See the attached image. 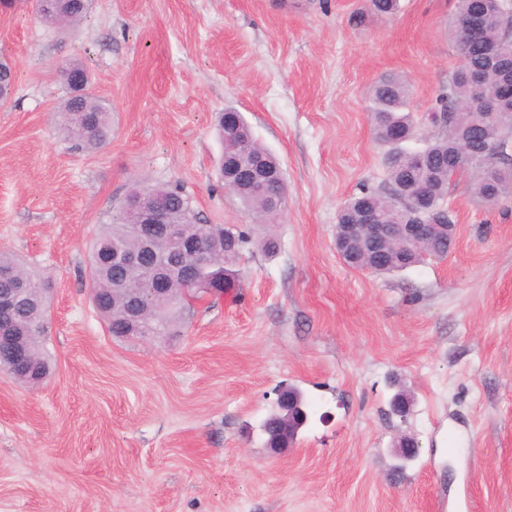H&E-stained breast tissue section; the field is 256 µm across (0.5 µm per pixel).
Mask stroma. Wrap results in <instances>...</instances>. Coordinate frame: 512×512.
Masks as SVG:
<instances>
[{"label": "stroma", "mask_w": 512, "mask_h": 512, "mask_svg": "<svg viewBox=\"0 0 512 512\" xmlns=\"http://www.w3.org/2000/svg\"><path fill=\"white\" fill-rule=\"evenodd\" d=\"M457 0H95L74 28L0 4V251L49 289L47 377L0 372V512H512V199L446 206L445 258L378 275L346 265L337 215L386 181L369 93L405 75L426 113L461 59ZM67 60L112 112L76 150L53 121ZM240 112L287 183L276 223L224 189L215 119ZM179 183L203 221L252 243L242 286L186 309L174 337L111 336L89 246L137 184ZM280 243L262 248L267 235ZM284 386L309 420L275 456L258 426ZM407 417L392 414L398 391ZM417 439L395 472L393 440Z\"/></svg>", "instance_id": "35a3bbf8"}]
</instances>
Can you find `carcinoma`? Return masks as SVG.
<instances>
[{"label":"carcinoma","mask_w":512,"mask_h":512,"mask_svg":"<svg viewBox=\"0 0 512 512\" xmlns=\"http://www.w3.org/2000/svg\"><path fill=\"white\" fill-rule=\"evenodd\" d=\"M457 2L452 25H457L470 12L484 7L488 8V21L482 38L467 49L469 68L460 66L453 72L430 108L438 116L428 121V126L435 128V131L420 148L424 168L415 169L409 165L405 157L407 148L403 146V143L413 139L417 129L415 116L409 107V83L399 74L388 73L374 85L370 105V121L375 138L388 147L386 182L380 189L363 190L351 197L340 209L337 223L357 224L363 213L371 211L384 224H412L416 220H442L452 224L453 215L445 206V200L450 182L463 174L470 176L471 192L482 203L497 204L512 197V156L504 151L492 163L483 152L484 144L488 142L506 146L512 140V98L500 101L494 118L482 127L473 128L468 123L473 101L469 70H477L483 75V94H494L502 79L498 54L504 47L512 54V6H504L500 0ZM0 63L3 64L0 71V106H3L10 100L15 75L7 61ZM55 117L62 134L77 149L98 150L112 138V113L90 92L79 100L64 97ZM466 140L472 144L473 154L468 167L458 169L450 162V156ZM236 153L247 158L261 157L271 171L282 173L275 156L262 147L250 132L237 141ZM231 191L259 216L266 217L271 212L272 198L256 190L246 178L242 177L233 184ZM140 196H154L161 200L170 213V222L180 226L179 235L196 241L200 247L219 246L228 254L229 260L222 259L200 272V277L205 279H224V287L217 289L219 294L227 293L236 286L238 276L232 266L250 243L242 230L203 223L189 197L178 185L133 188L116 218L100 226L90 254V263L94 266L93 288L96 289L93 304L104 317L112 336L117 338L123 336V314L121 305H112V300H122L127 305L135 297L146 299L143 322L148 329L147 337L159 338L170 335L177 326L185 310L182 296L194 289L188 279L178 282L174 285V301L160 304L147 298L150 286L142 275L130 271L125 273L124 278L134 288V293L124 298L112 297L113 278L118 272L112 270L109 249L114 245L128 250L140 247L136 233L138 217L132 206V200ZM158 240L164 244L165 251L158 255L157 263H162L171 252L176 251L186 268H192V254L188 250L179 251L178 240L168 238L166 232L159 234ZM15 270L23 271L27 279L28 292L24 306L17 313L0 310V322L17 319L24 328V335L28 336L31 356L46 367L44 333L47 311L39 305L45 282L17 257L0 251V291L14 287L11 274Z\"/></svg>","instance_id":"carcinoma-1"}]
</instances>
